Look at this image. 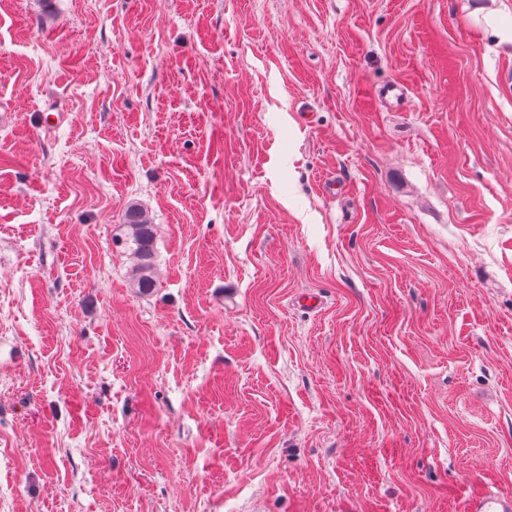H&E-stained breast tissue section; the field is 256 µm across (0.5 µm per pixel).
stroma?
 Here are the masks:
<instances>
[{"mask_svg": "<svg viewBox=\"0 0 512 512\" xmlns=\"http://www.w3.org/2000/svg\"><path fill=\"white\" fill-rule=\"evenodd\" d=\"M490 15L512 0H0V512L512 493ZM126 229L124 244L130 251L133 264L130 270L131 288L141 295L151 293L157 287L155 270L156 228L138 204H130L125 212Z\"/></svg>", "mask_w": 512, "mask_h": 512, "instance_id": "35a3bbf8", "label": "stroma"}]
</instances>
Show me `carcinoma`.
<instances>
[{
	"instance_id": "carcinoma-1",
	"label": "carcinoma",
	"mask_w": 512,
	"mask_h": 512,
	"mask_svg": "<svg viewBox=\"0 0 512 512\" xmlns=\"http://www.w3.org/2000/svg\"><path fill=\"white\" fill-rule=\"evenodd\" d=\"M126 229L124 244L130 251L133 264L130 284L141 295L151 293L157 287L155 270L156 228L138 204H130L125 212Z\"/></svg>"
}]
</instances>
